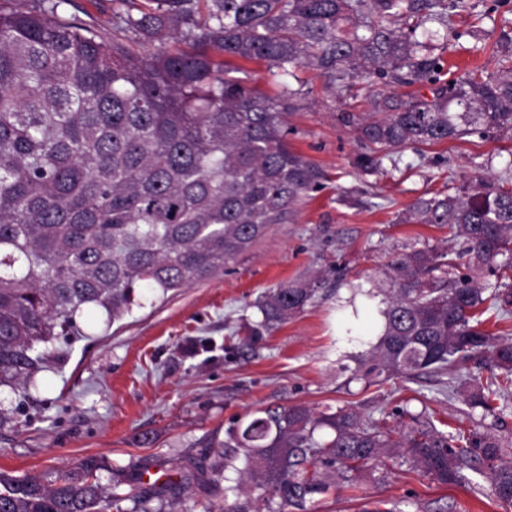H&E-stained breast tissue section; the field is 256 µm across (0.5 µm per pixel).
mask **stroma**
<instances>
[{
  "mask_svg": "<svg viewBox=\"0 0 512 512\" xmlns=\"http://www.w3.org/2000/svg\"><path fill=\"white\" fill-rule=\"evenodd\" d=\"M451 25L434 51L449 78L476 67L488 75L501 71L495 47L512 41V0H462ZM233 65L265 95L295 90L288 144L316 169L317 189L223 273L165 299L138 292L139 306L110 326L82 316L80 337L55 342L56 359L29 400L0 389V405L12 416L0 424V471L49 482L93 456L102 464L101 481L119 483L123 495L108 512H133L126 494L149 460L153 471L184 487L163 512H226L223 493L207 488L192 461L211 466L229 430L257 410L291 405L317 415L350 408L384 431L405 428L410 414L423 411L449 430L512 448V393L496 418L470 409L461 395L443 394L432 374L395 378L382 388L352 380L359 355L381 331L382 304L375 297L358 300L353 310L343 305L352 281L390 292L391 263L415 250L454 255L448 278L467 274L448 226L404 224L400 215L419 197L458 194L476 179L512 175V134L411 146L384 161L380 173L365 175L353 166L362 145L341 113L368 112L378 90L427 98L428 85L361 79L343 90L309 68L285 77L259 61ZM287 281L317 282L314 298L270 334L246 342L241 326L257 316V301ZM380 501L399 512H444L448 505L453 512H512L488 480L441 485L401 453L354 485L316 497L309 512H370Z\"/></svg>",
  "mask_w": 512,
  "mask_h": 512,
  "instance_id": "obj_1",
  "label": "stroma"
}]
</instances>
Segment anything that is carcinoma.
<instances>
[{"label":"carcinoma","instance_id":"carcinoma-1","mask_svg":"<svg viewBox=\"0 0 512 512\" xmlns=\"http://www.w3.org/2000/svg\"><path fill=\"white\" fill-rule=\"evenodd\" d=\"M71 0L0 6V387L28 392L48 368L47 344L79 332L91 311L109 326L137 304L136 289L167 295L224 265L283 224L316 186L314 167L288 147V98L272 99L232 75L226 57L288 73L306 65L332 84L387 77L433 85L432 99L376 93L358 125L355 168L378 171L409 145L512 131V52L504 70H472L446 86L430 52L459 0H112V39L60 12ZM149 49L138 54L130 44ZM406 224L448 225L474 270L512 253V188L479 181L462 196L409 206ZM440 255L414 251L392 264L399 288L381 310L382 331L355 376L382 385L448 374L469 406L494 411L512 390V339L484 328L488 306L507 312L512 286L433 275ZM309 283L284 282L258 302L247 336L269 333L312 299ZM481 359L486 383L455 374ZM398 437L350 409L316 417L304 407L260 412L218 444L209 485L239 490L225 472L261 473L272 512H306L332 479L355 481L404 449L442 485L490 480L512 502V459L489 437L442 431L429 420ZM333 435L319 440L315 431ZM94 457L46 484L0 473V512H107L119 494ZM175 486L140 488L146 503Z\"/></svg>","mask_w":512,"mask_h":512}]
</instances>
